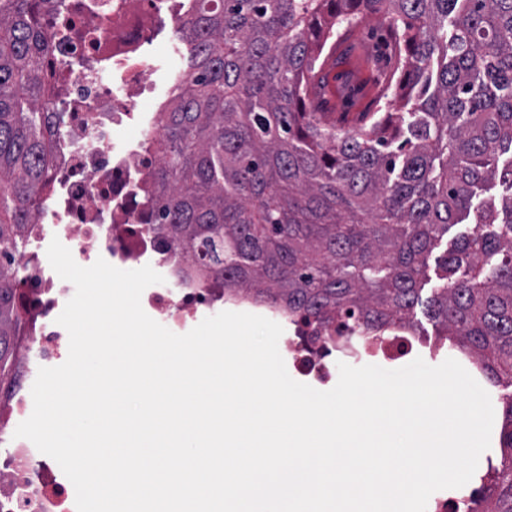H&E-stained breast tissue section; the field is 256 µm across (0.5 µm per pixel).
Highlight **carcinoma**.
Wrapping results in <instances>:
<instances>
[{"label":"carcinoma","mask_w":512,"mask_h":512,"mask_svg":"<svg viewBox=\"0 0 512 512\" xmlns=\"http://www.w3.org/2000/svg\"><path fill=\"white\" fill-rule=\"evenodd\" d=\"M184 79L150 142L155 230L224 291L357 331L439 335L512 385V0H195ZM376 15L398 49L382 112L338 129L310 109L334 31ZM30 0H0V376L12 263L52 135ZM500 199L483 198L495 183ZM471 228L429 259L454 226ZM481 512H512V397Z\"/></svg>","instance_id":"cac0c4a2"}]
</instances>
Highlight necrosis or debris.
Wrapping results in <instances>:
<instances>
[{
	"mask_svg": "<svg viewBox=\"0 0 512 512\" xmlns=\"http://www.w3.org/2000/svg\"><path fill=\"white\" fill-rule=\"evenodd\" d=\"M47 52L45 109L62 113L53 137L54 163L42 187L39 211L25 233L30 249L14 262L20 277L15 309L22 327L15 362L0 380V512H76L73 484L59 465L28 439L15 437L33 410L31 388L39 368L61 365L69 336L56 319L72 298L69 281L52 269L47 248L59 239L77 264L97 259L126 269L151 266L164 281L147 287L142 305L156 319L186 328L205 311L252 305L222 285L197 278L193 263L148 226L153 174L150 148L162 127L156 103V44L167 27H180L195 0H35ZM288 320L284 340L294 370L320 384L333 379L338 360L377 359L396 366L423 350H441L406 328H392L352 345L347 329L321 327L268 306Z\"/></svg>",
	"mask_w": 512,
	"mask_h": 512,
	"instance_id": "necrosis-or-debris-1",
	"label": "necrosis or debris"
}]
</instances>
